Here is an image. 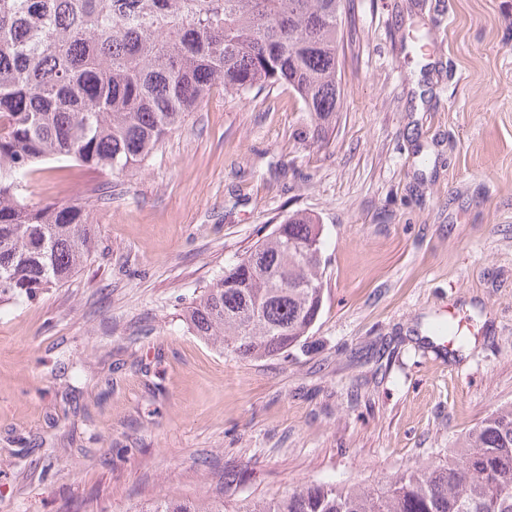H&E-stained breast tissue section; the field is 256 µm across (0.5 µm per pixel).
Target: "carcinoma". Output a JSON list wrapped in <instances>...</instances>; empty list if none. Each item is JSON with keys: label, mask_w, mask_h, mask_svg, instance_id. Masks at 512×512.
<instances>
[{"label": "carcinoma", "mask_w": 512, "mask_h": 512, "mask_svg": "<svg viewBox=\"0 0 512 512\" xmlns=\"http://www.w3.org/2000/svg\"><path fill=\"white\" fill-rule=\"evenodd\" d=\"M341 24V0H0V302L67 283L94 248L88 201L25 203L37 166L131 173L216 85L290 86L310 116L301 136L323 142L341 105ZM320 228L305 214L277 225L186 307L193 333L245 359L296 345L322 308L320 266L299 251ZM259 251L288 287L253 277ZM134 512H224V501L159 496ZM235 512H512V406L444 463L372 488L304 484Z\"/></svg>", "instance_id": "obj_1"}]
</instances>
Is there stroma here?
Instances as JSON below:
<instances>
[{
  "label": "stroma",
  "mask_w": 512,
  "mask_h": 512,
  "mask_svg": "<svg viewBox=\"0 0 512 512\" xmlns=\"http://www.w3.org/2000/svg\"><path fill=\"white\" fill-rule=\"evenodd\" d=\"M328 141L288 85L215 87L141 170L48 162L33 206L86 197L98 247L0 303V512L271 499L443 461L512 404V0H343ZM296 212L323 226L322 310L241 359L183 310ZM473 320L462 348L429 323Z\"/></svg>",
  "instance_id": "obj_1"
}]
</instances>
